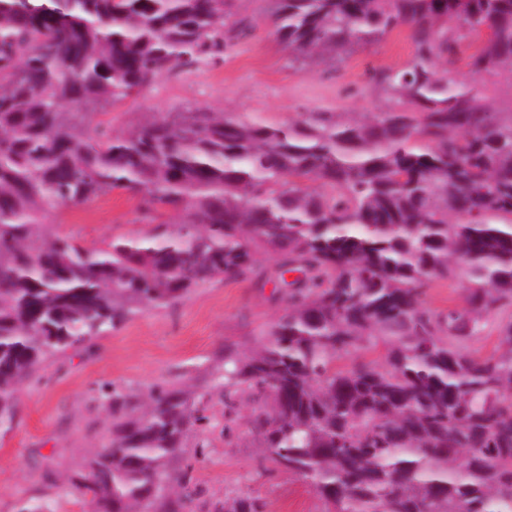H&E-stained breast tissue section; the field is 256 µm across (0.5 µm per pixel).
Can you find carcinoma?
<instances>
[{
    "label": "carcinoma",
    "mask_w": 512,
    "mask_h": 512,
    "mask_svg": "<svg viewBox=\"0 0 512 512\" xmlns=\"http://www.w3.org/2000/svg\"><path fill=\"white\" fill-rule=\"evenodd\" d=\"M235 0H0V431L52 358L273 259L282 315L204 384L104 387L112 439L73 484L98 512H265L200 500L182 448L223 393L252 406L266 458L325 512H512V0H267L274 38L318 66L409 31L369 81L398 108L287 126L168 112L121 134L90 107L224 58ZM122 189L146 227L99 247L47 230ZM462 279L464 303L426 305ZM492 350L476 347L486 329Z\"/></svg>",
    "instance_id": "carcinoma-1"
}]
</instances>
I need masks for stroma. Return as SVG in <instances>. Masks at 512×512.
Listing matches in <instances>:
<instances>
[{"label":"stroma","mask_w":512,"mask_h":512,"mask_svg":"<svg viewBox=\"0 0 512 512\" xmlns=\"http://www.w3.org/2000/svg\"><path fill=\"white\" fill-rule=\"evenodd\" d=\"M235 12L253 29L223 60L163 75L138 97L99 107L97 120L117 133L160 109L235 113L274 124L306 112H375L389 102L369 84V70L401 65L411 53L399 33L336 65L303 71L268 37L263 0H235ZM53 224L92 247L138 232L146 221L135 200L114 191L66 210ZM282 309L271 288L219 279L174 306L144 310L97 338L90 350L58 355L21 387L13 427L0 433V512H27L47 501L57 512H82L61 478L109 443L110 412L101 387L143 393L158 383L198 380L225 344L249 351ZM209 406L211 424L188 437L182 463L203 498L247 489L264 501L265 512H324L307 482L266 459L247 402L237 404L228 436L222 433V397L213 396Z\"/></svg>","instance_id":"1"}]
</instances>
